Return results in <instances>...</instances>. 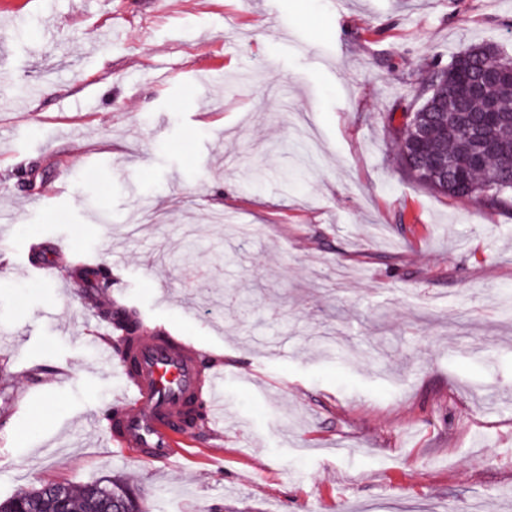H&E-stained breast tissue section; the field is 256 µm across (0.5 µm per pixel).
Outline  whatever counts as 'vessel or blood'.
Listing matches in <instances>:
<instances>
[{
	"label": "vessel or blood",
	"instance_id": "vessel-or-blood-1",
	"mask_svg": "<svg viewBox=\"0 0 512 512\" xmlns=\"http://www.w3.org/2000/svg\"><path fill=\"white\" fill-rule=\"evenodd\" d=\"M123 382L108 416L109 438L141 460L167 463L198 423L217 427L220 370L178 337L137 331L130 353L113 362Z\"/></svg>",
	"mask_w": 512,
	"mask_h": 512
}]
</instances>
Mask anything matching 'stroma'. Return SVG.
<instances>
[{
    "mask_svg": "<svg viewBox=\"0 0 512 512\" xmlns=\"http://www.w3.org/2000/svg\"><path fill=\"white\" fill-rule=\"evenodd\" d=\"M480 44L512 57V0H0V499L512 512V212L410 179L386 119ZM114 305L224 373L170 463L106 433ZM67 487V505L70 512H125V506L116 500L126 501L130 512H146L142 502L120 481H107L106 484L97 483L74 487L68 483L60 482Z\"/></svg>",
    "mask_w": 512,
    "mask_h": 512,
    "instance_id": "1",
    "label": "stroma"
}]
</instances>
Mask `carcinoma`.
I'll return each instance as SVG.
<instances>
[{
    "instance_id": "obj_1",
    "label": "carcinoma",
    "mask_w": 512,
    "mask_h": 512,
    "mask_svg": "<svg viewBox=\"0 0 512 512\" xmlns=\"http://www.w3.org/2000/svg\"><path fill=\"white\" fill-rule=\"evenodd\" d=\"M462 54L464 62L475 72L489 60L503 66L512 65V58L499 57L490 45L471 46ZM486 96L498 103L504 115L503 121L493 127V137L503 143L512 142V86L490 87ZM446 99H456L455 87L448 76V66L437 61L431 64L425 77L409 83L407 97L393 105L387 121L400 140L399 166L415 181L440 193L477 198L486 206L512 210V157L488 153L481 165L472 163L470 131L482 121L483 100L460 101L457 112H446L433 105L435 101ZM398 111L402 122L396 125L395 113ZM422 129L428 132L424 143L418 140ZM458 171L469 176L461 189L454 180V173ZM76 277L84 288L107 287L101 269L91 265L77 269ZM109 317L113 331L119 336L124 331H131V326L135 325V315L125 308L115 309ZM53 486L50 482L0 501V512H50L54 502ZM67 489L70 512H110L114 499L127 502L130 512H146L142 502L116 480L82 487L69 484Z\"/></svg>"
}]
</instances>
